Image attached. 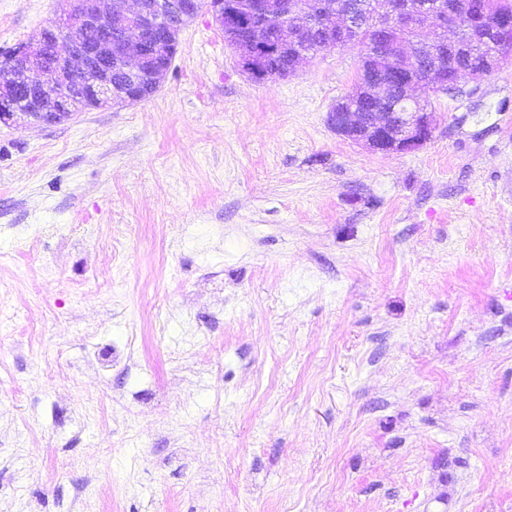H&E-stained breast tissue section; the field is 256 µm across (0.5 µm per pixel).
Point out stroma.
<instances>
[{
    "label": "stroma",
    "mask_w": 512,
    "mask_h": 512,
    "mask_svg": "<svg viewBox=\"0 0 512 512\" xmlns=\"http://www.w3.org/2000/svg\"><path fill=\"white\" fill-rule=\"evenodd\" d=\"M360 55L257 82L203 11L150 98L0 123V512H512V67L381 155Z\"/></svg>",
    "instance_id": "1"
}]
</instances>
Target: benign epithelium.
<instances>
[{"label":"benign epithelium","instance_id":"1","mask_svg":"<svg viewBox=\"0 0 512 512\" xmlns=\"http://www.w3.org/2000/svg\"><path fill=\"white\" fill-rule=\"evenodd\" d=\"M61 16L36 41L18 44L11 67L0 80V109L10 121L34 117L41 125L60 124L76 112H86L141 101L136 83L147 71L159 87L166 66H149V50L163 47L173 56L180 35L205 8L214 25H235L245 34L227 40L242 70L257 81L283 79L308 59L298 50L316 34L321 46L356 40L362 18L337 5L321 14L319 24L298 18L288 38L259 36L271 11V0H247L245 13L230 12L226 0H59ZM366 14L380 17L377 40L382 49L362 52L358 70L373 75L356 84L362 107L331 108L328 123L336 134L373 153L413 152L433 138V112L418 88L451 91L457 75L477 81L488 72L512 65V54L498 51L488 58L489 69L473 70L465 62L466 44L485 39L487 30L512 32V11L495 9L492 0H448V7L427 10L410 0H368ZM453 49L448 66L424 65L428 54ZM289 55L288 68L276 74L270 57ZM122 76L113 78V65ZM421 69L423 76L404 80Z\"/></svg>","mask_w":512,"mask_h":512}]
</instances>
